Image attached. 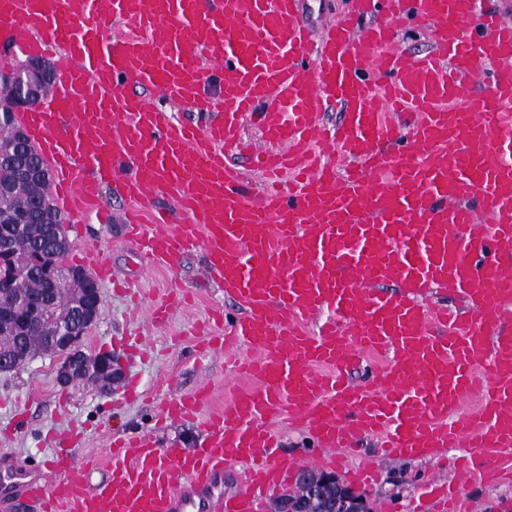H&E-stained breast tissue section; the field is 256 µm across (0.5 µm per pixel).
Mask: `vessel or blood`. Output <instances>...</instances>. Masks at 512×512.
Masks as SVG:
<instances>
[{
    "label": "vessel or blood",
    "mask_w": 512,
    "mask_h": 512,
    "mask_svg": "<svg viewBox=\"0 0 512 512\" xmlns=\"http://www.w3.org/2000/svg\"><path fill=\"white\" fill-rule=\"evenodd\" d=\"M351 3L312 25L305 0H0V30L61 73L22 115L49 193L76 227L90 207L110 219L112 184L148 264L204 247L243 310L213 348L255 382L193 447L112 446L94 485L73 449L52 478L1 461L0 502L263 512L301 466L274 453L288 418L328 458L375 436L392 459L462 449L463 481L512 477V22L477 0ZM373 12L383 23L358 28ZM416 24L433 51L397 44ZM170 102L208 119L176 121ZM335 103L344 118L330 127ZM240 159L274 189L253 195ZM169 189L176 212L151 208ZM436 291L468 312L430 301ZM207 396L177 395L161 417L195 422ZM231 463L246 489L228 496ZM433 494L435 512H464L458 486Z\"/></svg>",
    "instance_id": "vessel-or-blood-1"
}]
</instances>
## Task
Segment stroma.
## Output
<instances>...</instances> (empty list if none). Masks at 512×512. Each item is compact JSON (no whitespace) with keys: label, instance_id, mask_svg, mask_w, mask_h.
Masks as SVG:
<instances>
[{"label":"stroma","instance_id":"35a3bbf8","mask_svg":"<svg viewBox=\"0 0 512 512\" xmlns=\"http://www.w3.org/2000/svg\"><path fill=\"white\" fill-rule=\"evenodd\" d=\"M112 212V221L100 223L97 212L81 219V234L72 238L68 265H80V254L87 246L102 248L113 268L123 271L142 292L143 306L114 293L110 282H100V319L86 342L91 351L121 352L127 337H139L147 346L138 359H123L124 377L112 393L100 392L93 385L80 383L62 389L56 382V360L39 357L21 371L0 374V458L20 465L37 464L51 472L59 452L49 443V433L69 425L81 426L83 449L92 459L105 457L113 439L132 434H153L160 445L188 448L200 437L191 423L158 426L160 405L178 393L207 385L209 401L203 409L211 414L223 409L238 390L248 388L249 380L235 377L223 353H211L205 366H198L196 349L200 333L214 310H222L231 322L242 311L208 280L209 258L204 249L186 253L173 267L144 269L138 243L125 232L127 203L112 189L103 194ZM183 289L188 298L175 306L164 326H153L146 306L164 298L174 289ZM277 453L285 460L309 458L316 443L298 424L282 422L275 428ZM455 449L446 457L431 461L418 457L391 459L378 451L376 438L360 442L355 453H338L332 470L344 484L353 485L369 500L374 512H414V506L430 480L438 478L458 483L461 496L476 505L477 512H512V480L486 485L476 479L458 482L448 466ZM370 467L373 478L353 482L349 471Z\"/></svg>","mask_w":512,"mask_h":512}]
</instances>
